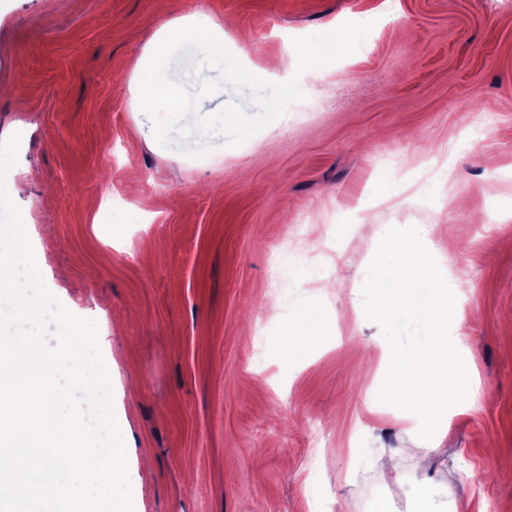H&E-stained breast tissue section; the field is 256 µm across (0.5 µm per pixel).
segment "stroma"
Wrapping results in <instances>:
<instances>
[{
	"mask_svg": "<svg viewBox=\"0 0 512 512\" xmlns=\"http://www.w3.org/2000/svg\"><path fill=\"white\" fill-rule=\"evenodd\" d=\"M220 23L245 68L297 41L305 101L236 147L161 146L137 93L179 14ZM6 187L49 291L96 321L139 512H405L432 477L512 512V5L501 0H0ZM427 224L479 386L445 448L378 402L389 346L361 288L389 227ZM300 353L274 355L304 313ZM428 450L431 453L448 459V456H455L458 451L454 448H393L387 450L383 454V467L386 473L393 477L396 482H401L404 474L400 471L399 460L404 456H409L419 452L420 450Z\"/></svg>",
	"mask_w": 512,
	"mask_h": 512,
	"instance_id": "35a3bbf8",
	"label": "stroma"
}]
</instances>
